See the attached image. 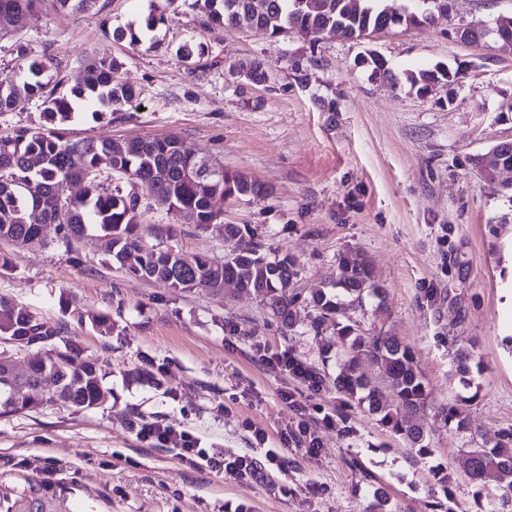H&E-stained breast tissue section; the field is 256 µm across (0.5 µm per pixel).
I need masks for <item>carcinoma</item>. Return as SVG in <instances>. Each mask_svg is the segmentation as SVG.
<instances>
[{
  "label": "carcinoma",
  "instance_id": "cac0c4a2",
  "mask_svg": "<svg viewBox=\"0 0 512 512\" xmlns=\"http://www.w3.org/2000/svg\"><path fill=\"white\" fill-rule=\"evenodd\" d=\"M60 8L81 13L101 10V0H56ZM388 0H196L197 22L204 28L256 27L278 40L299 36L312 42L326 29L364 40L390 24L422 27L433 23L435 13L449 12V0H406L402 11L390 10ZM165 4L145 21L154 31L172 21ZM40 0H0V17L24 28L36 16ZM364 57L372 63V75L396 82L398 78L379 61L373 50ZM50 59L32 57L20 71L0 79V114L10 112L21 100L41 102L40 122L0 135V241L16 244L43 243L46 224H55L58 241L65 250L73 241L95 229L106 239V251L126 274L145 281L167 284L182 292L197 290L224 292V282L233 279L238 292L260 299L272 316L287 329L296 317V261L262 251L256 229L249 224H226L222 212L214 209L217 198L228 200L262 192L260 184L239 173L224 170L187 150L176 137L96 140L86 137L72 141L63 132L70 121L75 101L93 108L97 117L123 112L137 101L136 90L118 80V63L96 56L85 65L81 85L66 95L47 80ZM452 71L437 65L433 69L406 71L403 78L410 89L425 95L432 84L446 79ZM200 172L190 179L189 171ZM118 177L141 183L167 204L174 214H190L199 227L217 226L228 247L221 260L206 255L183 254L173 246L147 244L136 233L138 217L145 208L135 188L116 186L109 194L100 192L102 177ZM72 185L81 187L77 196L68 194ZM336 283L311 296L313 308L308 331L318 337L322 326L337 320L344 308L342 299L358 304L366 299H384L374 282L367 260L346 253L338 261ZM19 349H27L29 390H38L46 377L58 385L53 396L34 397L7 384L14 366V354L0 351V410L12 413L58 403L86 411L106 405L112 393L102 384V366L93 358L78 359L72 344L61 336L60 327L28 307L0 298V337ZM336 390L346 394L379 417L380 422L404 435L424 455V435L410 417L426 400V391L416 367L412 348L389 333L363 336L352 325L338 332ZM360 355L370 359L391 390L386 394L358 372ZM466 474L481 484L489 477L500 482L502 493L491 501L493 512H505L512 505V443L467 451Z\"/></svg>",
  "mask_w": 512,
  "mask_h": 512
}]
</instances>
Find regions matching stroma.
Here are the masks:
<instances>
[{"label":"stroma","mask_w":512,"mask_h":512,"mask_svg":"<svg viewBox=\"0 0 512 512\" xmlns=\"http://www.w3.org/2000/svg\"><path fill=\"white\" fill-rule=\"evenodd\" d=\"M160 3L109 0L105 11L70 14L41 0L23 31L0 19V76L45 54L67 92L89 58H114L137 106L101 120L79 109L68 137L171 135L260 182L265 194L215 206L225 223L256 227L265 249L296 260L297 323L283 329L259 299L231 287L181 292L133 278L95 232L69 252L52 224L42 244L0 243L11 263L0 297L59 325L81 356L98 360L112 393L92 410L46 404L0 415V512H485L487 491L466 476L464 453L512 437V173L487 180L472 159L512 140V112L501 109L512 102V52L491 38L465 44L456 31L512 16V0H452L450 15L426 27L395 26L363 42L327 30L314 43L205 29L195 0H177L156 45L113 39L115 28L142 29ZM188 40L203 50L189 65L176 56ZM369 49L398 75L438 64L458 72L454 97H421L373 77L360 62ZM255 61L266 75L259 84L241 73ZM147 204L139 227L147 243L152 225H169L183 253L223 257L216 228ZM347 252L367 258L385 299L347 305L342 318L362 335L384 331L412 347L427 394L412 419L428 454L337 391L335 326L318 339L306 331L307 298L335 281ZM66 296L109 319L112 335L66 312ZM460 348L470 353L465 377L453 362ZM285 352L319 373L318 389L264 365ZM453 405L468 431L446 424ZM141 421L252 457L263 474L238 480L190 467L144 442ZM253 426L280 450L283 470L252 445Z\"/></svg>","instance_id":"obj_1"}]
</instances>
